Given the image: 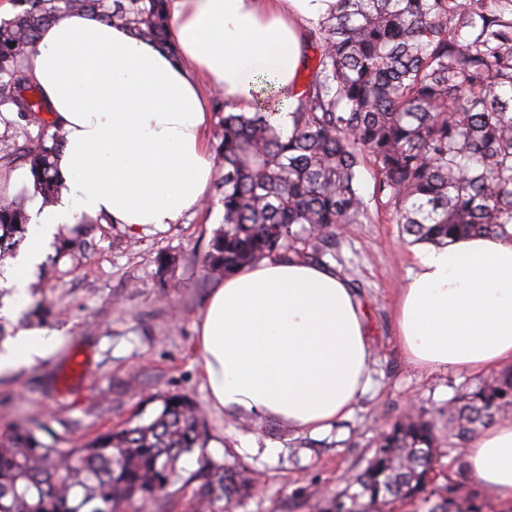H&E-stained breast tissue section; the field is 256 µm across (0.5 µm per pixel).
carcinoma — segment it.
I'll list each match as a JSON object with an SVG mask.
<instances>
[{
	"instance_id": "cac0c4a2",
	"label": "carcinoma",
	"mask_w": 512,
	"mask_h": 512,
	"mask_svg": "<svg viewBox=\"0 0 512 512\" xmlns=\"http://www.w3.org/2000/svg\"><path fill=\"white\" fill-rule=\"evenodd\" d=\"M0 20V119H40L45 105L26 59L39 30L88 11L178 57L168 0H21ZM316 62L288 91L291 128L274 112H226L217 147L222 227L204 274L232 276L264 259L321 265L348 224L388 214L417 243L496 236L512 225V0H335L310 31ZM61 129L20 157L33 191H60ZM374 179L375 209L359 192ZM23 198L0 200V264L26 239ZM512 413V371L448 401V451ZM437 426L423 414L384 433L362 473L327 512H369L375 502L423 512H483L464 471L436 483ZM203 419L185 396L162 398L146 423L74 448L46 446L16 425L0 435V512H120L175 484L180 458L203 448ZM195 512L246 488L230 467L204 461Z\"/></svg>"
}]
</instances>
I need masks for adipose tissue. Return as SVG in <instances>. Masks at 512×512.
Wrapping results in <instances>:
<instances>
[{"label":"adipose tissue","instance_id":"1","mask_svg":"<svg viewBox=\"0 0 512 512\" xmlns=\"http://www.w3.org/2000/svg\"><path fill=\"white\" fill-rule=\"evenodd\" d=\"M332 0H169L178 59L127 28L72 11L43 26L29 51L48 118L65 133L56 159L65 197L82 212L131 227L177 223L200 205L215 173L205 132L210 81L226 103L248 107L257 78L288 89L302 65L299 24ZM59 207L37 225L8 282L15 308ZM399 342L413 364L479 371L512 366V241L473 237L426 246L398 308ZM56 332L20 329L0 348V374L51 356ZM197 347L214 408L274 420L299 432L329 430L364 392L371 351L361 301L333 270L266 260L225 278L199 319ZM467 468L512 505V422L465 450Z\"/></svg>","mask_w":512,"mask_h":512}]
</instances>
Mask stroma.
<instances>
[{
	"instance_id": "35a3bbf8",
	"label": "stroma",
	"mask_w": 512,
	"mask_h": 512,
	"mask_svg": "<svg viewBox=\"0 0 512 512\" xmlns=\"http://www.w3.org/2000/svg\"><path fill=\"white\" fill-rule=\"evenodd\" d=\"M222 215L221 206H200L179 223L135 232L90 217L61 226L34 275L30 307L0 311V330L9 336L29 325L50 328L62 344L49 358L0 376V431L29 424L45 443L66 449L134 415L150 417L160 396L184 395L203 412L204 453L182 456V478L169 494L133 499L122 512H193L192 475L204 455L256 481L233 504L217 501L215 512H326L346 477L366 466L381 431L410 411L445 422L449 399L490 373L428 371L408 361L398 340L396 306L416 246L384 216L352 225L326 259L358 291L372 343L369 386L351 415L309 435L213 409L196 337L200 314L220 283L204 277L201 261ZM65 240L73 250L57 256ZM162 255L177 258L176 287L160 285ZM249 444L255 452H246ZM267 447L274 455H264Z\"/></svg>"
}]
</instances>
